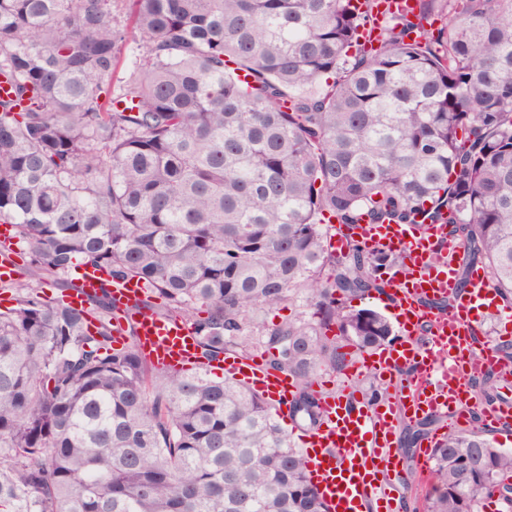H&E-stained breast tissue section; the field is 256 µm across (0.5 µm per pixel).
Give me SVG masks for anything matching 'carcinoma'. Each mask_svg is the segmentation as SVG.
<instances>
[{
    "mask_svg": "<svg viewBox=\"0 0 512 512\" xmlns=\"http://www.w3.org/2000/svg\"><path fill=\"white\" fill-rule=\"evenodd\" d=\"M428 2L366 52L372 15L351 0H0V224L39 272L144 280L209 363L262 354L296 383L295 426L317 428L318 374L395 335L351 301L403 269L358 240L333 249L319 215L441 221L464 242L460 282L482 264L512 301V0ZM17 288L0 512H327L246 384L113 348L105 289L78 309ZM430 477L425 512L503 506L512 449L450 431Z\"/></svg>",
    "mask_w": 512,
    "mask_h": 512,
    "instance_id": "cac0c4a2",
    "label": "carcinoma"
}]
</instances>
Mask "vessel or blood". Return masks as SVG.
<instances>
[{
    "mask_svg": "<svg viewBox=\"0 0 512 512\" xmlns=\"http://www.w3.org/2000/svg\"><path fill=\"white\" fill-rule=\"evenodd\" d=\"M358 237L402 253L410 275L391 277L393 313L398 336L371 354L354 358L347 384L339 395L321 397V425L303 435L309 476L328 512H365L372 503H391L406 482L393 446L403 422L425 414L451 415L454 425L469 423L475 381L501 364L496 346L482 343L477 316L500 307L499 296L482 269H473L459 285L455 261L462 241L446 224H368L337 229L333 246ZM104 281L95 269H84L67 296L82 307ZM144 283L136 278L113 281V335L131 334L140 356L157 368H179L198 361L196 337L186 323L142 310ZM452 299L448 312L423 317L422 300ZM224 371L245 380L277 410L287 409L296 391L287 374L265 370L255 359L228 356ZM367 373L393 379L385 399L368 403L353 387ZM485 425H512V403L487 400Z\"/></svg>",
    "mask_w": 512,
    "mask_h": 512,
    "instance_id": "1",
    "label": "vessel or blood"
}]
</instances>
